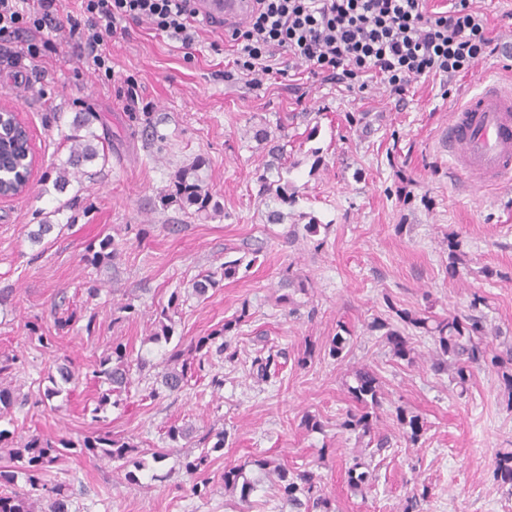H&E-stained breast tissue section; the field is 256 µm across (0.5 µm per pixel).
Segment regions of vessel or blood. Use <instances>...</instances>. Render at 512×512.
<instances>
[{"label": "vessel or blood", "mask_w": 512, "mask_h": 512, "mask_svg": "<svg viewBox=\"0 0 512 512\" xmlns=\"http://www.w3.org/2000/svg\"><path fill=\"white\" fill-rule=\"evenodd\" d=\"M253 0H194L207 28L246 19ZM445 147L455 170L476 188L512 182V88L485 84L455 107L445 130Z\"/></svg>", "instance_id": "b4317fda"}]
</instances>
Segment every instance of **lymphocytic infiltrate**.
I'll return each instance as SVG.
<instances>
[{
  "mask_svg": "<svg viewBox=\"0 0 512 512\" xmlns=\"http://www.w3.org/2000/svg\"><path fill=\"white\" fill-rule=\"evenodd\" d=\"M58 0H0V54L41 69L58 47L61 28L77 38L83 64L110 68L101 46L123 21H148L192 49L203 22L190 0H79L66 23L55 17ZM428 0H255L246 22L225 30L236 49L233 66L249 87L262 88L274 60L304 67L323 80L361 93L382 84L404 96L411 84L447 81L472 72L499 49L473 0H448L435 11Z\"/></svg>",
  "mask_w": 512,
  "mask_h": 512,
  "instance_id": "1",
  "label": "lymphocytic infiltrate"
}]
</instances>
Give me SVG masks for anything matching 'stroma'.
Here are the masks:
<instances>
[{
  "instance_id": "1",
  "label": "stroma",
  "mask_w": 512,
  "mask_h": 512,
  "mask_svg": "<svg viewBox=\"0 0 512 512\" xmlns=\"http://www.w3.org/2000/svg\"><path fill=\"white\" fill-rule=\"evenodd\" d=\"M223 41L203 31L187 54L148 23L129 22L104 40L107 74L82 65L65 33L27 83H17L16 64L0 60V101L19 113L43 158L27 192L0 203V290L9 292L0 301V355L23 358L15 383L32 396L51 387L56 360L68 358L79 372L52 406L14 408L0 428L17 442L37 433L71 440L45 475L69 489V512H280L273 461L312 473L329 512H403L422 488L423 512H512V488L492 476L499 454L512 452V388L502 378L512 365L473 366L460 391L432 370L430 337L391 314L473 312L490 345L512 342V187L470 191L440 145L451 110L481 81L512 85V68L496 55L456 78L451 96L428 81L401 103L381 85L349 96L301 67L254 90L221 77L233 57ZM131 84L139 95L132 111L122 96ZM78 112L94 113L107 159L60 191L56 170ZM259 129L268 140L255 139ZM273 140L294 151L291 201L262 191L261 175L277 177L264 170ZM191 166L210 195L201 215L162 203L177 172ZM273 210L280 223L268 222ZM46 220L53 231L31 240ZM308 223L317 233L305 231ZM104 239L112 260L92 265L87 247ZM232 260L233 277L194 295L199 275ZM289 279L304 280L305 290L286 287ZM163 312L171 335L156 341ZM67 315L70 325L56 331ZM377 319L405 337L410 360L392 357ZM33 323L57 334L52 349L31 340ZM344 328L350 338L338 359L330 343ZM218 329L235 358L211 354L182 392L155 395L173 345ZM116 344L148 364L134 372L127 400L102 408L104 386L90 366ZM257 357L271 360L267 380L252 374ZM364 367L385 394L375 427L392 437L374 454L340 427L360 409L348 388ZM215 376L223 387H211ZM399 407L419 415L417 443L402 437ZM309 416L320 429L305 427ZM174 423L191 430L175 447L165 435ZM96 431L129 442L132 453L89 457L77 443ZM208 432L223 433L224 445L188 478L184 464ZM158 449L163 459H154ZM357 456L373 478L355 489L348 468ZM229 467L253 483L248 502L225 488Z\"/></svg>"
}]
</instances>
